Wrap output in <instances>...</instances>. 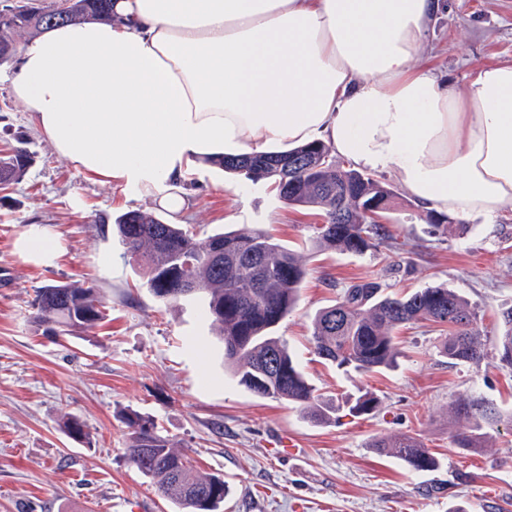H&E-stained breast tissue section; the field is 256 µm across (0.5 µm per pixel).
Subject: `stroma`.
Returning <instances> with one entry per match:
<instances>
[{
	"mask_svg": "<svg viewBox=\"0 0 512 512\" xmlns=\"http://www.w3.org/2000/svg\"><path fill=\"white\" fill-rule=\"evenodd\" d=\"M435 75L465 90L482 65L512 62V0H443L420 56ZM16 65L0 67V150L24 135L34 162L0 186V512H173L125 459V415L151 417L203 475L223 476L224 512H512V426L485 425L481 449L456 448L467 430L456 401L480 396L512 410V370L495 349L502 310L512 308V208L465 217L468 229L435 230L426 207L395 187L386 237L364 253L321 250L318 211L291 207L266 183L201 164L182 186L177 221L204 235L259 227L305 261L295 309L278 333L334 411L310 423L294 404L259 397L224 367L211 319L196 304L165 303L142 266L124 258L113 216L166 207L125 187L88 179L58 157L13 98ZM42 231L50 261L25 255ZM373 280L402 293L444 284L477 314L486 356L453 365L441 327L416 322L396 332L395 366L343 373L314 354L312 320L344 288ZM92 282L107 317L61 341L31 319L37 288ZM376 398L351 414L348 398ZM80 422L76 440L65 429ZM409 435L439 461L418 473L371 448L373 438ZM295 441L288 455L282 439Z\"/></svg>",
	"mask_w": 512,
	"mask_h": 512,
	"instance_id": "stroma-1",
	"label": "stroma"
}]
</instances>
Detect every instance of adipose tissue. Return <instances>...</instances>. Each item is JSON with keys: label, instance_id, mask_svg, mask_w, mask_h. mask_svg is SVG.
Returning a JSON list of instances; mask_svg holds the SVG:
<instances>
[{"label": "adipose tissue", "instance_id": "ef3b65f1", "mask_svg": "<svg viewBox=\"0 0 512 512\" xmlns=\"http://www.w3.org/2000/svg\"><path fill=\"white\" fill-rule=\"evenodd\" d=\"M441 0H112L45 31L10 82L90 179L181 211L204 157L320 140L427 209L512 207V63L465 91L416 60Z\"/></svg>", "mask_w": 512, "mask_h": 512}]
</instances>
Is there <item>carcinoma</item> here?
Listing matches in <instances>:
<instances>
[{"mask_svg":"<svg viewBox=\"0 0 512 512\" xmlns=\"http://www.w3.org/2000/svg\"><path fill=\"white\" fill-rule=\"evenodd\" d=\"M111 22L112 0H67L65 7L0 9V66L17 53L15 35L40 33L74 22ZM32 162L23 136L0 155V183L20 180ZM206 162L244 177L267 182L292 206L324 212L314 239L320 249L363 253L381 238L382 219L393 191L381 181L336 164L330 148L308 143L264 154L221 156ZM126 255L147 268V287L163 302L198 300L218 327L224 362L241 385L258 396L295 404L312 423L329 419L332 407L316 394L295 361L286 340L276 335L293 309L307 275L295 252L261 228L224 231L198 237L181 224L140 211L112 217ZM33 322L60 337L88 331L105 316V305L92 286L52 284L36 291ZM415 321L448 328L440 353L454 365L480 361L485 344L465 298L443 286H427L405 295L383 294L372 281L354 284L335 304L312 321L313 351L339 368L358 372L391 366L398 355L394 331ZM496 349L501 365L512 370V308L502 312ZM470 423L456 436L460 448H477L484 425L495 420L512 425V412L476 397L455 406ZM126 457L179 512H219L225 482L196 473L187 454L174 448L154 420L139 415L125 419ZM371 447L401 458L413 470L429 472L439 462L413 437H378Z\"/></svg>","mask_w":512,"mask_h":512,"instance_id":"obj_1","label":"carcinoma"}]
</instances>
